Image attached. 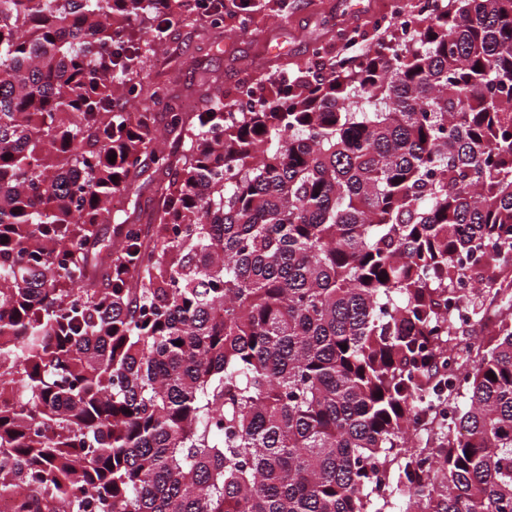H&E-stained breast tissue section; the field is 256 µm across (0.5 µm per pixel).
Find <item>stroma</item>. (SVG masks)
Returning <instances> with one entry per match:
<instances>
[{
	"label": "stroma",
	"instance_id": "stroma-1",
	"mask_svg": "<svg viewBox=\"0 0 512 512\" xmlns=\"http://www.w3.org/2000/svg\"><path fill=\"white\" fill-rule=\"evenodd\" d=\"M387 4L388 0H288V16L282 19L276 15V0H267L250 30L238 33L230 18L221 30H203L195 21V0H187L186 25L172 31L163 47L148 52L144 74L186 99L195 98L206 80L218 81L227 92L248 76L260 81L305 67L313 46L335 45L343 27H364Z\"/></svg>",
	"mask_w": 512,
	"mask_h": 512
}]
</instances>
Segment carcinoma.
<instances>
[{"label":"carcinoma","instance_id":"obj_1","mask_svg":"<svg viewBox=\"0 0 512 512\" xmlns=\"http://www.w3.org/2000/svg\"><path fill=\"white\" fill-rule=\"evenodd\" d=\"M436 2L236 112L143 81L184 0H0L15 512H512V0ZM152 170L153 168H150L138 183L140 185L139 203L145 213L157 210L160 205V194L157 192L156 184L148 177Z\"/></svg>","mask_w":512,"mask_h":512}]
</instances>
